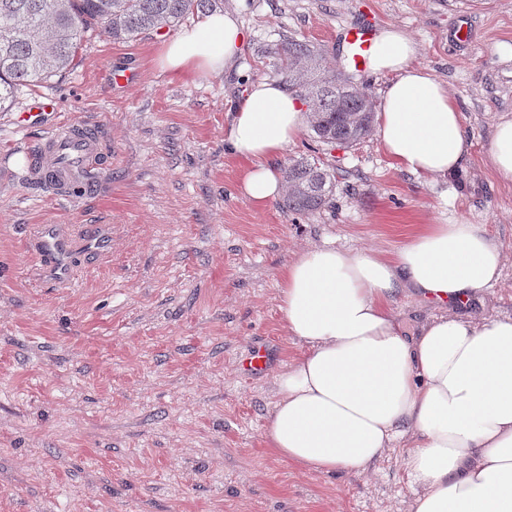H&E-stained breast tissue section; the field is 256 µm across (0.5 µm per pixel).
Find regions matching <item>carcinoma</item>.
Segmentation results:
<instances>
[{"label":"carcinoma","instance_id":"obj_1","mask_svg":"<svg viewBox=\"0 0 512 512\" xmlns=\"http://www.w3.org/2000/svg\"><path fill=\"white\" fill-rule=\"evenodd\" d=\"M218 0H0V110L21 85L65 72L84 33L96 29L114 43L171 29L187 16L217 8ZM275 71L308 103V130L317 143L351 147L369 135L375 118L370 84L327 72L321 48L290 39L270 50ZM288 185L283 208L308 213L333 196L336 177L320 161L293 159L281 170Z\"/></svg>","mask_w":512,"mask_h":512}]
</instances>
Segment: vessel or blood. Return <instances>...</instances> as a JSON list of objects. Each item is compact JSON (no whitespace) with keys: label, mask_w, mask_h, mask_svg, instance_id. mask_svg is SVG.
Here are the masks:
<instances>
[{"label":"vessel or blood","mask_w":512,"mask_h":512,"mask_svg":"<svg viewBox=\"0 0 512 512\" xmlns=\"http://www.w3.org/2000/svg\"><path fill=\"white\" fill-rule=\"evenodd\" d=\"M372 39L373 31L367 22L346 26L345 41L355 69L367 70ZM37 168L51 185L61 190L70 189L80 175L100 168L96 133L84 125H71L51 135L37 154ZM32 246L42 277L56 286L71 284L80 247H89L102 256L110 252L108 232L99 231L80 245L66 224L39 225Z\"/></svg>","instance_id":"b4317fda"}]
</instances>
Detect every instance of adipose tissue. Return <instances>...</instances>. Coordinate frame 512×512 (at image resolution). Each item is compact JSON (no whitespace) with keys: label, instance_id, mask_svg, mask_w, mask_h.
<instances>
[{"label":"adipose tissue","instance_id":"1","mask_svg":"<svg viewBox=\"0 0 512 512\" xmlns=\"http://www.w3.org/2000/svg\"><path fill=\"white\" fill-rule=\"evenodd\" d=\"M244 42L234 14L211 13L166 39L158 65L175 80L219 75ZM418 54L404 27L375 31L369 67L387 79L378 136L401 169L449 179L471 143L457 102ZM232 112L224 140L248 162L241 190L265 205L285 190L273 161L308 112L268 78ZM489 159L512 184V117L494 124ZM505 262L495 239L463 223L425 225L390 260L328 244L301 250L279 272L278 309L305 351L275 377L271 447L319 473L359 474L403 446L410 512H512V316L456 312L500 281ZM408 290L434 309L413 333L392 310Z\"/></svg>","mask_w":512,"mask_h":512}]
</instances>
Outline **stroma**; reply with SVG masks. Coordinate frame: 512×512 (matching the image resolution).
<instances>
[{
	"label": "stroma",
	"instance_id": "stroma-1",
	"mask_svg": "<svg viewBox=\"0 0 512 512\" xmlns=\"http://www.w3.org/2000/svg\"><path fill=\"white\" fill-rule=\"evenodd\" d=\"M246 33L236 65L170 80L161 35L115 43L87 33L70 70L19 87L0 112V512H408L405 452L361 475H324L280 457L266 437L274 378L302 348L284 330L278 273L324 243L393 258L424 224L481 225L502 247V278L470 314L512 315V185L489 164L492 127L512 115V0H224ZM405 27L419 63L459 103L473 148L454 180L410 174L377 135L351 148L307 134L285 160L318 153L336 191L300 214L254 205L246 161L224 140L250 83L275 78L267 53L291 38L350 71L343 30ZM468 42L457 41L458 27ZM123 83H115V75ZM49 95L58 111L23 124ZM93 125L103 169L60 195L28 173L47 137ZM34 224L113 225L109 258H81L68 288L37 279ZM267 350L260 376L243 362Z\"/></svg>",
	"mask_w": 512,
	"mask_h": 512
}]
</instances>
